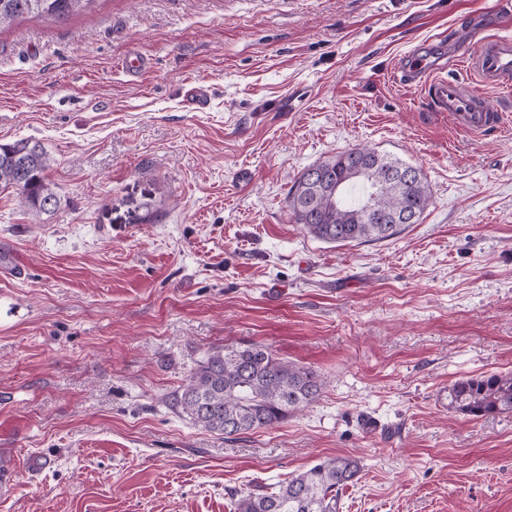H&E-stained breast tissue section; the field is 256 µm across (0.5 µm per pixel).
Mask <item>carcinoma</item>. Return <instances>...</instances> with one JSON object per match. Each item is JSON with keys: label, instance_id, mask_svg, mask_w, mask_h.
Here are the masks:
<instances>
[{"label": "carcinoma", "instance_id": "cac0c4a2", "mask_svg": "<svg viewBox=\"0 0 512 512\" xmlns=\"http://www.w3.org/2000/svg\"><path fill=\"white\" fill-rule=\"evenodd\" d=\"M99 0H0V29L23 18L66 19ZM399 162L364 148L341 152L314 165L317 180L304 170L287 205L314 237L341 245L383 240L400 234L403 214H423L430 196L420 175L408 182L391 178ZM50 159L37 142L0 143V184L20 191L36 217L54 211L60 198L47 180ZM379 184L376 204L388 221L366 220L367 182ZM342 184L339 200L330 185ZM325 381L316 371L276 357L260 343L215 348L192 372L173 403L194 423L226 439L269 429L317 402ZM448 409L473 417L512 413V373L465 378L448 386ZM357 459L327 458L285 482L261 486L241 497L237 512H339L341 495L359 481Z\"/></svg>", "mask_w": 512, "mask_h": 512}]
</instances>
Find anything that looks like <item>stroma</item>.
Wrapping results in <instances>:
<instances>
[{"label":"stroma","instance_id":"35a3bbf8","mask_svg":"<svg viewBox=\"0 0 512 512\" xmlns=\"http://www.w3.org/2000/svg\"><path fill=\"white\" fill-rule=\"evenodd\" d=\"M499 2L99 0L0 31V143L39 142L61 199L36 217L0 186V512H234L334 456L362 467L340 512H512V413L446 399L512 373V132L460 134L392 78L416 46L512 36ZM364 146L419 170L422 220L316 239L289 190ZM253 342L319 401L232 440L173 407Z\"/></svg>","mask_w":512,"mask_h":512}]
</instances>
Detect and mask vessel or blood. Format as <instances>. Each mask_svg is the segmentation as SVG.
Returning <instances> with one entry per match:
<instances>
[{
	"label": "vessel or blood",
	"mask_w": 512,
	"mask_h": 512,
	"mask_svg": "<svg viewBox=\"0 0 512 512\" xmlns=\"http://www.w3.org/2000/svg\"><path fill=\"white\" fill-rule=\"evenodd\" d=\"M461 61L481 84L494 88L512 87V37L475 30L461 49ZM397 76L421 88L426 105L447 116L457 131L481 134L503 133L512 127V114L504 112L464 80L448 76L443 65L416 56L404 61Z\"/></svg>",
	"instance_id": "obj_1"
}]
</instances>
